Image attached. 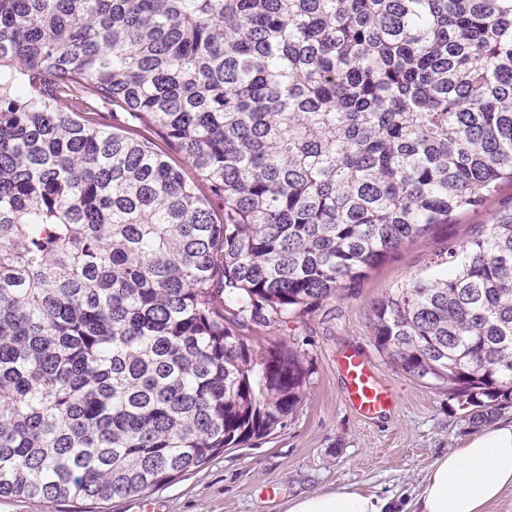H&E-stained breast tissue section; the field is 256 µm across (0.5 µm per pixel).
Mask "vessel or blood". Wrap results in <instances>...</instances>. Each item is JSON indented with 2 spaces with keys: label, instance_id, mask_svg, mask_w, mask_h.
I'll use <instances>...</instances> for the list:
<instances>
[{
  "label": "vessel or blood",
  "instance_id": "b4317fda",
  "mask_svg": "<svg viewBox=\"0 0 512 512\" xmlns=\"http://www.w3.org/2000/svg\"><path fill=\"white\" fill-rule=\"evenodd\" d=\"M337 369L344 380V400L357 415L374 419L394 407L391 389L378 381L367 357L355 351L344 353L337 360Z\"/></svg>",
  "mask_w": 512,
  "mask_h": 512
}]
</instances>
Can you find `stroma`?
<instances>
[{
    "instance_id": "obj_1",
    "label": "stroma",
    "mask_w": 512,
    "mask_h": 512,
    "mask_svg": "<svg viewBox=\"0 0 512 512\" xmlns=\"http://www.w3.org/2000/svg\"><path fill=\"white\" fill-rule=\"evenodd\" d=\"M512 212V182L475 212L453 216L430 234L405 242L355 287L319 306L248 324L254 345L283 344L298 352L309 371L304 401L282 429L225 450L179 481L112 500L106 512H284L289 499L313 490L343 487L372 492L405 506L421 491L429 466L449 450L464 447L476 429L443 389L404 374L380 354L371 339L372 304L391 285L421 272L448 244L469 238L479 225ZM356 350L373 363L378 380L392 389L394 409L375 419L354 414L343 400L336 359ZM274 497H267L266 487Z\"/></svg>"
}]
</instances>
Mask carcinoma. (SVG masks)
<instances>
[{"label":"carcinoma","mask_w":512,"mask_h":512,"mask_svg":"<svg viewBox=\"0 0 512 512\" xmlns=\"http://www.w3.org/2000/svg\"><path fill=\"white\" fill-rule=\"evenodd\" d=\"M505 180L512 0H0V498L97 512L284 427L304 363L239 328ZM369 323L491 421L512 405V216Z\"/></svg>","instance_id":"obj_1"}]
</instances>
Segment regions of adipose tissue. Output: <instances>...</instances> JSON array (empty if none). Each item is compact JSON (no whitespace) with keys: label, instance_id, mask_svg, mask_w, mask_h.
<instances>
[{"label":"adipose tissue","instance_id":"adipose-tissue-1","mask_svg":"<svg viewBox=\"0 0 512 512\" xmlns=\"http://www.w3.org/2000/svg\"><path fill=\"white\" fill-rule=\"evenodd\" d=\"M512 487V422L475 435L465 447L437 459L409 512H485ZM286 512H396L377 495L353 488L313 491L289 500Z\"/></svg>","mask_w":512,"mask_h":512}]
</instances>
